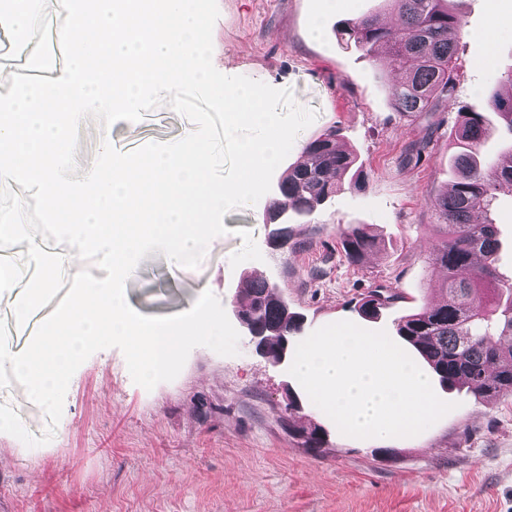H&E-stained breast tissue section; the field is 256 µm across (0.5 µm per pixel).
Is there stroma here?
Segmentation results:
<instances>
[{"instance_id":"35a3bbf8","label":"stroma","mask_w":512,"mask_h":512,"mask_svg":"<svg viewBox=\"0 0 512 512\" xmlns=\"http://www.w3.org/2000/svg\"><path fill=\"white\" fill-rule=\"evenodd\" d=\"M214 67L275 88L290 89L316 118L276 168L282 177L299 163L306 141L327 129L353 150L368 174L362 188L341 186L310 222L292 225L288 245L268 243L269 197L231 210L226 234L210 242L198 268L171 272L161 252L147 254L126 282L135 311L169 316L189 310L204 291L220 300L229 320L243 303L250 277L277 287L303 334L349 320L394 334L395 320L441 298L444 279L430 264L437 236L433 197L454 180L448 136L460 113L483 107L503 91L512 69V0H452L466 23L458 44L460 69L453 106L404 116L391 105L399 74L337 35L341 22L375 14L394 27L383 0H217ZM58 0H38L24 35L40 51L32 58L0 45V85L9 76L55 74L61 59ZM495 28L494 41L483 33ZM194 125L162 104L135 122L79 126L76 161L86 174L111 132L116 150L173 142ZM428 146L407 160L409 146ZM490 214L501 242L499 271L512 277V183L502 184ZM369 225L379 247L360 265L342 256L340 232ZM248 229L261 260L231 266ZM386 288L398 298L378 318L355 310L363 296ZM22 286L0 294L8 344L24 350L55 309L47 304L25 324L13 315ZM221 356L194 348L173 381L146 390L133 382L122 351L89 357L70 380L63 415L49 426L45 412L19 384L0 389L34 436L51 440L29 448L0 432V512H512V394L491 401L467 389L435 385L455 408L423 433L407 438L357 439L339 432L308 398L287 366L257 354L248 339ZM298 405L288 408V395ZM325 431L318 452L304 448L299 429Z\"/></svg>"}]
</instances>
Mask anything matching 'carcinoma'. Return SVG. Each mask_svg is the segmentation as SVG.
<instances>
[{"instance_id": "obj_1", "label": "carcinoma", "mask_w": 512, "mask_h": 512, "mask_svg": "<svg viewBox=\"0 0 512 512\" xmlns=\"http://www.w3.org/2000/svg\"><path fill=\"white\" fill-rule=\"evenodd\" d=\"M398 13L400 25L386 28L375 15L347 22L339 28L342 39L367 53L388 50V65L399 71L393 93L395 111L405 115L431 112L438 105L452 106L458 77L456 42L465 27L461 18L444 6L446 0H387ZM507 94L487 102L512 132V71L502 77ZM489 135L482 112L461 113L454 139L456 178L450 188L431 201L440 234L432 249V265L447 276L443 298L395 321L396 333L428 364L441 385H462L475 397L493 399L512 394V279L498 271L499 239L496 224L473 222L477 212L492 210L499 183H512V147L497 157L481 153ZM307 161L288 169L277 185L266 220L278 216L280 227L270 243L288 241L291 220L310 217L332 198L343 183L359 188L366 174L356 167L354 153L340 145L331 129L304 146ZM343 256L356 265L377 247L368 225L356 224L342 232ZM246 303L239 313L260 331L266 354L274 357L283 340H295L299 317L274 294L265 278H250L244 288ZM398 294L375 290L363 298L358 313L375 318Z\"/></svg>"}]
</instances>
